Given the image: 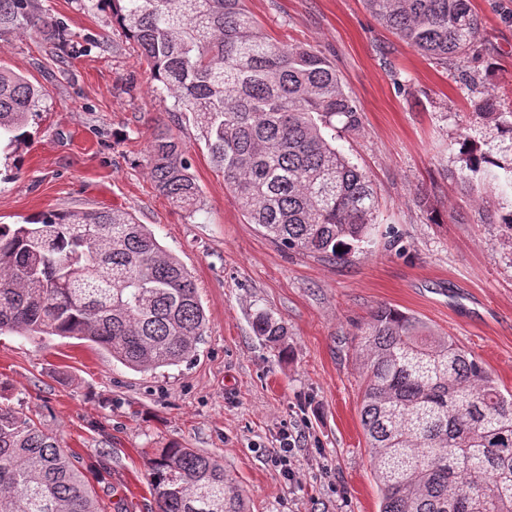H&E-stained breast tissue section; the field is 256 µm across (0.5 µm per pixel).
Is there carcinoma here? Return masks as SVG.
I'll return each instance as SVG.
<instances>
[{
	"mask_svg": "<svg viewBox=\"0 0 512 512\" xmlns=\"http://www.w3.org/2000/svg\"><path fill=\"white\" fill-rule=\"evenodd\" d=\"M417 51L448 64L477 52L470 0H363ZM143 54L174 111L201 128L209 157L249 224L284 251L336 258L377 221L368 177L329 140L355 130L360 109L322 52L271 41L245 0H97ZM42 36L63 52L67 27L37 0H0V31ZM43 91L0 64V136L40 111ZM481 122L512 142V111L474 101ZM457 180H504L488 152L464 146ZM155 189L193 213L201 194L187 147L157 125L148 150ZM342 248L339 253L336 248ZM87 341L136 372L191 360L206 315L184 264L121 209L51 211L0 224V331ZM255 335L274 345L285 325L266 312ZM363 357L361 424L379 512H512V392L452 337L383 305L354 336ZM157 512H247L224 465L195 449L149 461ZM0 512H104L76 456L23 412L0 405Z\"/></svg>",
	"mask_w": 512,
	"mask_h": 512,
	"instance_id": "carcinoma-1",
	"label": "carcinoma"
}]
</instances>
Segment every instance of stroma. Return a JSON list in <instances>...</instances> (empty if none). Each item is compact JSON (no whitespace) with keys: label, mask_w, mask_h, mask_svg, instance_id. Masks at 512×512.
<instances>
[{"label":"stroma","mask_w":512,"mask_h":512,"mask_svg":"<svg viewBox=\"0 0 512 512\" xmlns=\"http://www.w3.org/2000/svg\"><path fill=\"white\" fill-rule=\"evenodd\" d=\"M39 2L71 31L73 50L60 57L36 35L0 32V63L45 93L20 155L0 150V224L125 209L181 259L208 317L196 356L157 374L74 339L0 332V404L41 419L80 457L106 512H155L148 462L173 445L219 460L248 512H379L352 336L382 305L453 337L512 392V242L482 216L512 213V189L452 177L466 140L512 164V145L473 115L487 93L512 106V0H472L481 46L461 71L418 54L362 0H247L271 38L325 53L361 111L335 146L368 175L378 225L334 261L281 251L246 223L199 129L173 111L110 12ZM159 122L188 148L196 213L150 180ZM260 310L287 326L282 345L254 336ZM285 433L296 439L293 481L271 461Z\"/></svg>","instance_id":"stroma-1"}]
</instances>
